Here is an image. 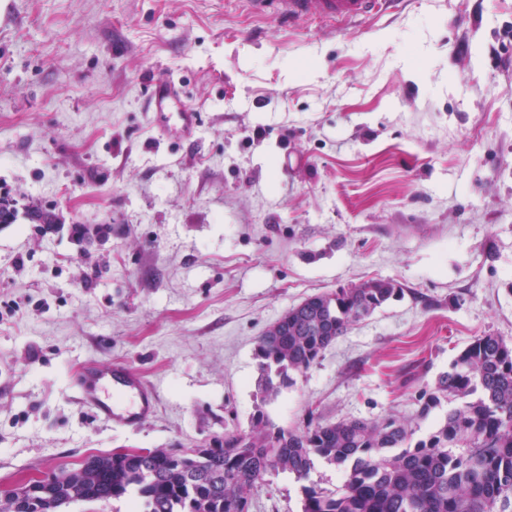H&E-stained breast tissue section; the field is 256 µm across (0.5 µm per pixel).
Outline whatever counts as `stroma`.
<instances>
[{
    "mask_svg": "<svg viewBox=\"0 0 512 512\" xmlns=\"http://www.w3.org/2000/svg\"><path fill=\"white\" fill-rule=\"evenodd\" d=\"M160 72L202 114L191 137L149 119ZM0 194V491L249 430L257 337L370 279L405 293L266 411L413 417L474 337L512 343V0L336 27L239 0H0ZM111 362L159 390L137 428L75 399L76 371ZM253 497L302 493L274 473Z\"/></svg>",
    "mask_w": 512,
    "mask_h": 512,
    "instance_id": "obj_1",
    "label": "stroma"
}]
</instances>
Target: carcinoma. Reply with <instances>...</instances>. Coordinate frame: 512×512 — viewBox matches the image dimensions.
I'll return each instance as SVG.
<instances>
[{"mask_svg": "<svg viewBox=\"0 0 512 512\" xmlns=\"http://www.w3.org/2000/svg\"><path fill=\"white\" fill-rule=\"evenodd\" d=\"M394 280H369L318 294L290 308L255 343L260 405L249 431H226L197 448L144 455H96L99 466L71 483L53 476L48 509L106 502L134 491L141 512H251L265 477L307 479L314 458L338 466L334 488L304 485L301 512H512V345L486 333L457 353L434 388L418 396L423 420L442 402H459L438 426L416 436L394 414L377 420L278 426L262 405L312 367L354 323L402 296Z\"/></svg>", "mask_w": 512, "mask_h": 512, "instance_id": "1", "label": "carcinoma"}]
</instances>
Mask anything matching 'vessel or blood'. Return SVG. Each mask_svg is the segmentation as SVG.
Segmentation results:
<instances>
[{
	"mask_svg": "<svg viewBox=\"0 0 512 512\" xmlns=\"http://www.w3.org/2000/svg\"><path fill=\"white\" fill-rule=\"evenodd\" d=\"M249 13L269 15L283 24L361 22L397 9L404 0H243ZM180 90L167 77H158L148 96L147 110L154 124L178 119L183 135L195 129L196 109L179 105ZM79 402L98 418L135 426L154 414L157 390L134 368L123 364L88 365L78 372Z\"/></svg>",
	"mask_w": 512,
	"mask_h": 512,
	"instance_id": "b4317fda",
	"label": "vessel or blood"
}]
</instances>
